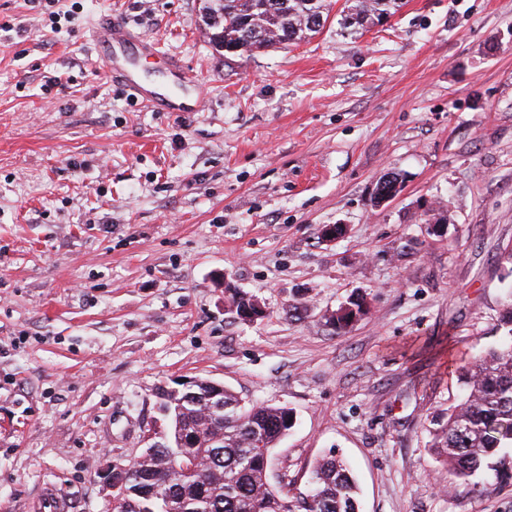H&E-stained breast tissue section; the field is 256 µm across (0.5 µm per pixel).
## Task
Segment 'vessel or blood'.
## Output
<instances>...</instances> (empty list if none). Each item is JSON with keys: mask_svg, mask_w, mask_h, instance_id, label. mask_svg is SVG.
Here are the masks:
<instances>
[{"mask_svg": "<svg viewBox=\"0 0 512 512\" xmlns=\"http://www.w3.org/2000/svg\"><path fill=\"white\" fill-rule=\"evenodd\" d=\"M88 39L100 54L107 76L132 97L148 104L158 112H182L186 106L178 89L188 78V72L178 60L167 62V70L175 85L168 94H157L144 86L128 66V56L137 52L149 56L158 55L156 42L143 39L122 21L109 14H103L91 21L87 28Z\"/></svg>", "mask_w": 512, "mask_h": 512, "instance_id": "obj_1", "label": "vessel or blood"}]
</instances>
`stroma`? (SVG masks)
<instances>
[{
    "mask_svg": "<svg viewBox=\"0 0 512 512\" xmlns=\"http://www.w3.org/2000/svg\"><path fill=\"white\" fill-rule=\"evenodd\" d=\"M202 5L80 0L54 32L39 0H0V512H51L52 489L108 512L101 472L194 379L292 411L270 476L296 491L333 451L362 512H512V483L441 488L426 431L512 289V0H405L360 34L335 0L309 40L228 59ZM102 13L185 65L197 111L108 80L84 36ZM228 283L267 316L236 319ZM357 294L367 315L333 330Z\"/></svg>",
    "mask_w": 512,
    "mask_h": 512,
    "instance_id": "1",
    "label": "stroma"
}]
</instances>
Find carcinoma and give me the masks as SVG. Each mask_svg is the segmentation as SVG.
<instances>
[{
	"mask_svg": "<svg viewBox=\"0 0 512 512\" xmlns=\"http://www.w3.org/2000/svg\"><path fill=\"white\" fill-rule=\"evenodd\" d=\"M401 4L345 0L343 26L363 31L394 15ZM330 10V0H204L202 18L216 50L242 56L310 38L324 26ZM402 182L399 174H388L374 197L397 190ZM226 293L234 314L252 306L253 297L229 288ZM363 306L364 300L356 298L339 307L336 330L346 329ZM501 322L505 342L462 367L466 394L430 430V451L441 470L466 484L487 470L512 481V302ZM167 404L171 425L195 433L196 444L153 449L156 460L176 467L152 474L131 468L125 485L128 504H115L112 512H359L351 470L335 455L312 465L315 504L302 496L283 504L282 487L270 482L269 472L278 442L292 428L287 408L248 407L227 388L222 420L178 397Z\"/></svg>",
	"mask_w": 512,
	"mask_h": 512,
	"instance_id": "carcinoma-1",
	"label": "carcinoma"
}]
</instances>
